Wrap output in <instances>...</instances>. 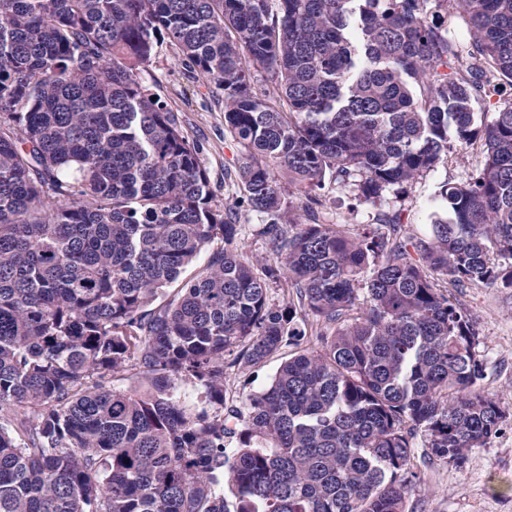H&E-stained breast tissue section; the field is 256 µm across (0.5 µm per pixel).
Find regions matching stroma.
<instances>
[{
    "instance_id": "stroma-1",
    "label": "stroma",
    "mask_w": 512,
    "mask_h": 512,
    "mask_svg": "<svg viewBox=\"0 0 512 512\" xmlns=\"http://www.w3.org/2000/svg\"><path fill=\"white\" fill-rule=\"evenodd\" d=\"M142 81L177 112L184 130L200 148V157L221 208H238L240 234L235 246L254 265L272 263L273 254L256 230L257 213L241 207L242 192L236 175L241 147L224 129V99L206 77L186 67L173 51L164 50L141 72ZM488 94L472 102L475 121L491 124L497 112L512 105V86L496 73H488ZM485 146L451 143L446 158L403 187L387 193L372 206L359 202L351 188L326 181L318 190L313 213L304 209V187L280 179L283 197L292 202V216L306 222L316 215L323 224H343L354 234L379 228L383 220L399 217L398 232L421 235L439 210L444 184L468 183L479 173ZM448 295L474 323L483 358V375L475 387L493 399L505 416L485 447L472 449L463 463L432 455L422 435L412 439L414 476L405 494V512H512V288L500 285L449 287ZM280 363L273 357L259 364L231 371L225 385L228 397L264 388Z\"/></svg>"
}]
</instances>
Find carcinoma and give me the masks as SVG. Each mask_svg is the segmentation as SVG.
Here are the masks:
<instances>
[{
	"label": "carcinoma",
	"instance_id": "obj_1",
	"mask_svg": "<svg viewBox=\"0 0 512 512\" xmlns=\"http://www.w3.org/2000/svg\"><path fill=\"white\" fill-rule=\"evenodd\" d=\"M450 5L512 86V0H0V512H405L413 432L456 464L487 443L504 411L473 390L478 334L432 273L512 288V106L476 124L484 71L459 77ZM164 46L224 95L260 270L139 76ZM450 131L485 158L426 238L286 218L276 173L375 205ZM285 347L247 412L227 403L230 370ZM129 374L147 391L115 386ZM238 211L239 224H243V226L235 242L237 250L255 266L272 263L274 255L270 247L255 232L258 229V225L262 224L261 216L257 213L249 212L243 206Z\"/></svg>",
	"mask_w": 512,
	"mask_h": 512
}]
</instances>
